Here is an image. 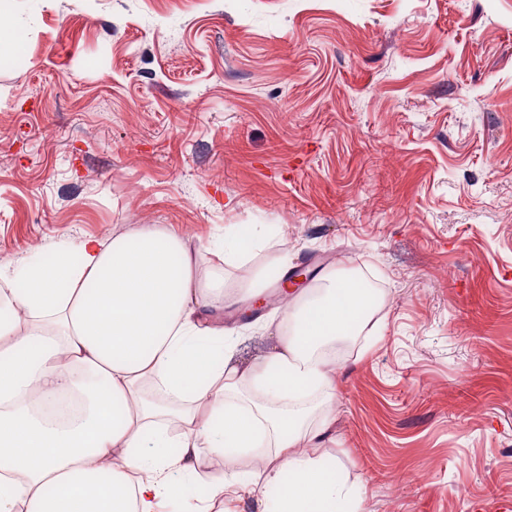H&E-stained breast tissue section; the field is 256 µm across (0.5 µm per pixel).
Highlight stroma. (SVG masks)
Returning a JSON list of instances; mask_svg holds the SVG:
<instances>
[{
    "label": "stroma",
    "mask_w": 512,
    "mask_h": 512,
    "mask_svg": "<svg viewBox=\"0 0 512 512\" xmlns=\"http://www.w3.org/2000/svg\"><path fill=\"white\" fill-rule=\"evenodd\" d=\"M0 271L152 224L225 267L234 362L262 360L283 270L383 296L335 360L305 453L352 512H512V0H0ZM264 276V308L245 300ZM182 504L246 455L201 449Z\"/></svg>",
    "instance_id": "stroma-1"
}]
</instances>
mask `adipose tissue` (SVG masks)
<instances>
[{
  "mask_svg": "<svg viewBox=\"0 0 512 512\" xmlns=\"http://www.w3.org/2000/svg\"><path fill=\"white\" fill-rule=\"evenodd\" d=\"M266 240L226 227L207 264L178 235L145 228L131 237L52 245L26 265L21 289H0V512H159L176 477L193 475L200 449L272 448L264 484L289 472L272 512H341L349 488L300 441L319 440L301 396L332 394L323 343L363 328L369 291L332 282L302 309L284 312L287 335L262 361L233 363L238 341L220 314L234 303L224 268ZM77 392L87 407L60 425L23 397Z\"/></svg>",
  "mask_w": 512,
  "mask_h": 512,
  "instance_id": "ef3b65f1",
  "label": "adipose tissue"
}]
</instances>
